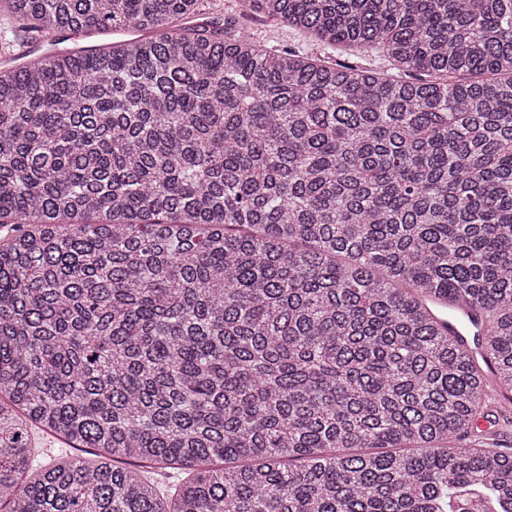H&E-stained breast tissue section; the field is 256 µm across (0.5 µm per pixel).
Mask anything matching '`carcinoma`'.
I'll list each match as a JSON object with an SVG mask.
<instances>
[{
    "instance_id": "cac0c4a2",
    "label": "carcinoma",
    "mask_w": 512,
    "mask_h": 512,
    "mask_svg": "<svg viewBox=\"0 0 512 512\" xmlns=\"http://www.w3.org/2000/svg\"><path fill=\"white\" fill-rule=\"evenodd\" d=\"M210 6L0 0V512H512V0ZM247 29L259 40L277 47L304 48L314 53H323L324 50L314 44L312 39L294 29H288L276 22L264 18L244 20ZM495 401V415L490 420L483 419L478 435L497 448L512 446V394L497 388L489 390Z\"/></svg>"
}]
</instances>
